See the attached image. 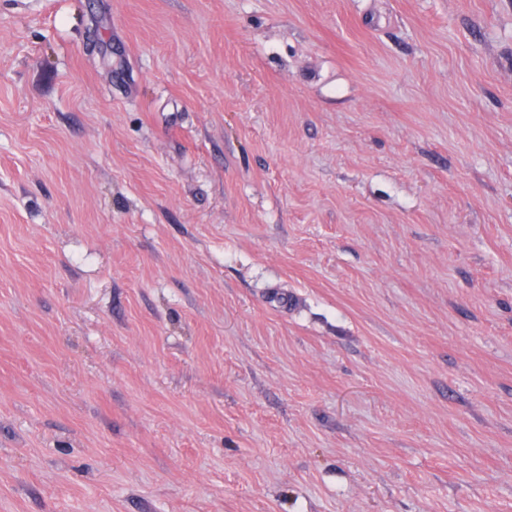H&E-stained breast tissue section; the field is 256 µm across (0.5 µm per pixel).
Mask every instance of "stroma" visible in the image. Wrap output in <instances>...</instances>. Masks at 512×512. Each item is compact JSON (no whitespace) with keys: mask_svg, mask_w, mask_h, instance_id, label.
<instances>
[{"mask_svg":"<svg viewBox=\"0 0 512 512\" xmlns=\"http://www.w3.org/2000/svg\"><path fill=\"white\" fill-rule=\"evenodd\" d=\"M0 512H512V0H0Z\"/></svg>","mask_w":512,"mask_h":512,"instance_id":"1","label":"stroma"}]
</instances>
